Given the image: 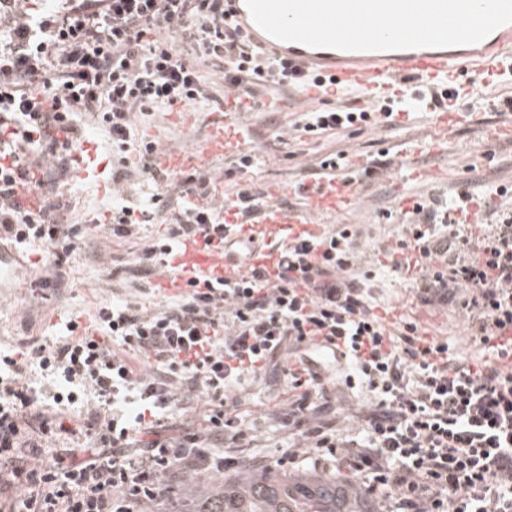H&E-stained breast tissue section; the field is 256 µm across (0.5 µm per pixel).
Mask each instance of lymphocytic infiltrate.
Here are the masks:
<instances>
[{
    "instance_id": "1",
    "label": "lymphocytic infiltrate",
    "mask_w": 512,
    "mask_h": 512,
    "mask_svg": "<svg viewBox=\"0 0 512 512\" xmlns=\"http://www.w3.org/2000/svg\"><path fill=\"white\" fill-rule=\"evenodd\" d=\"M188 48L222 62L225 83L249 98L246 76L292 81L286 62L234 24L230 0H61L50 13L35 0H0V243L52 248L41 288L61 287L76 227L56 204L34 206L25 194L48 186L44 169L78 144L86 113L120 154L113 197L123 169L155 175L156 145L134 137L133 120L210 101ZM357 125L397 129L393 104L343 99L331 112H301L292 130ZM223 214L220 204L186 205L137 264L164 268L185 241L223 239ZM152 218V209L118 204L101 230L128 238ZM365 242L352 224L302 233L268 253L250 281L193 279L156 312L105 303L97 332L71 321L55 345L28 339L0 353V498L9 512H141L179 474L238 464L255 442L240 420L244 385L284 357L288 396L271 419L285 462L344 475L380 512H512V376L496 365L512 358V337L502 336L512 329V210L473 233L447 209L419 203L382 249L421 303L467 314L485 354L464 364L418 324L389 323L360 272ZM321 339L345 348L329 385L308 358ZM35 372L43 384L33 385ZM355 390L368 405L340 424L342 399ZM194 410L202 428L177 425ZM61 436L83 440V458L52 451Z\"/></svg>"
}]
</instances>
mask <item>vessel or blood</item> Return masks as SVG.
Instances as JSON below:
<instances>
[{
    "mask_svg": "<svg viewBox=\"0 0 512 512\" xmlns=\"http://www.w3.org/2000/svg\"><path fill=\"white\" fill-rule=\"evenodd\" d=\"M233 17L252 43L287 61L289 68L313 72L332 80L340 90L360 94L365 100L396 95L403 103L419 100L420 89L436 90L443 97L460 93L473 94L476 82H490L503 74L507 63L502 56L505 46L512 45V23L494 30L479 43L461 49L420 47L385 51H346L311 48L270 37L253 21L245 0H233ZM238 91L224 93V117L213 127L210 138L195 155L204 162L210 155L239 154L247 145L246 120L237 104ZM303 206L292 209L272 202L256 203L247 217L253 233L246 251L228 255L222 248L207 245L203 238L186 242L170 261L171 272L162 280L165 293L183 291L189 280L207 277L230 283L250 280L258 257L266 253L277 230L293 226L320 236L322 225L316 224L317 213L349 204L356 187L339 179L310 181L299 189ZM20 274L19 260L10 250L0 249V288L14 285Z\"/></svg>",
    "mask_w": 512,
    "mask_h": 512,
    "instance_id": "1",
    "label": "vessel or blood"
}]
</instances>
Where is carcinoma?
Wrapping results in <instances>:
<instances>
[{"label":"carcinoma","mask_w":512,"mask_h":512,"mask_svg":"<svg viewBox=\"0 0 512 512\" xmlns=\"http://www.w3.org/2000/svg\"><path fill=\"white\" fill-rule=\"evenodd\" d=\"M179 512H372L366 493L334 474L290 476L245 465L222 483L187 480L177 491Z\"/></svg>","instance_id":"1"}]
</instances>
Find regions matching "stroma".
<instances>
[{
    "label": "stroma",
    "mask_w": 512,
    "mask_h": 512,
    "mask_svg": "<svg viewBox=\"0 0 512 512\" xmlns=\"http://www.w3.org/2000/svg\"><path fill=\"white\" fill-rule=\"evenodd\" d=\"M282 103L276 112H252L249 151L252 166L232 167L228 158L218 155L206 165H197L195 150L208 138L216 122L210 106L199 103L180 104L174 110L157 108L147 115H137L135 136L150 139L184 155L185 164L178 173L169 174L158 184H151L139 174L124 181V198L129 202L149 205L151 194L166 195L167 202L151 224L126 241L103 238L94 223L100 213L112 204V181L108 174L79 177L74 172L57 176L44 194L48 201L63 204L61 217L65 223L80 225L75 250L65 265V284L59 297L43 299L37 285L39 269L27 268L15 287L0 290V349L13 348L18 338L37 337L48 342L63 334L69 317H77L81 325H89L99 304L121 298L158 308L165 299L159 285L163 274L145 275L133 260L149 238L176 223L183 205L214 204L234 198L239 191L256 196L268 195L271 188H285L278 204L296 208L303 198L293 186L309 181V164L322 155L339 149L360 154L363 159L388 152L390 165L370 175H360V191L341 212L317 215L320 224H366L373 237L391 234L393 224L401 220V200L424 198L446 203L461 192L491 194L492 205L503 202L496 188L512 187V140H491L497 128L506 125V117L490 112L477 102L464 103L467 117L448 133V148L431 147L433 115L415 113L401 129L394 131L354 128L325 133L321 137L302 136L284 142L281 138L291 122L302 111L299 99L287 90L275 92ZM420 167L430 173L428 181L408 178L407 170ZM201 171L205 186L185 185L182 174ZM374 284L382 301L388 302L395 315L429 327L435 338L447 341L456 362L465 363L481 355L479 343L467 334V322L454 305L422 304L406 284L389 268L374 270ZM285 379L275 370L251 383L244 392L242 407L246 427L257 429L260 440L270 436L266 416L283 399Z\"/></svg>",
    "instance_id": "stroma-1"
}]
</instances>
